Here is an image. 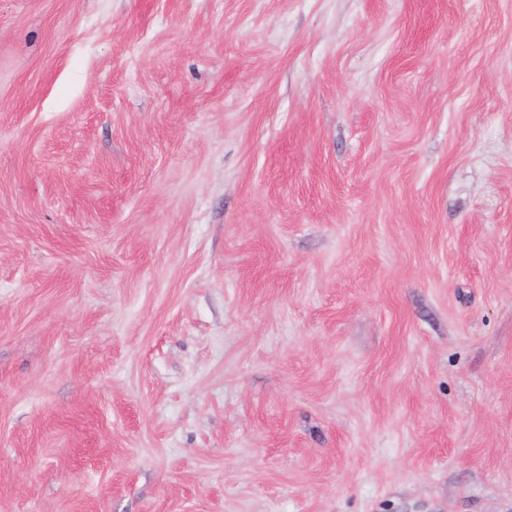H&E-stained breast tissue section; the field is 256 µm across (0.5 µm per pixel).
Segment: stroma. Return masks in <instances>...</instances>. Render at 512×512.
Here are the masks:
<instances>
[{
  "label": "stroma",
  "instance_id": "stroma-1",
  "mask_svg": "<svg viewBox=\"0 0 512 512\" xmlns=\"http://www.w3.org/2000/svg\"><path fill=\"white\" fill-rule=\"evenodd\" d=\"M0 512H512V0H0Z\"/></svg>",
  "mask_w": 512,
  "mask_h": 512
}]
</instances>
